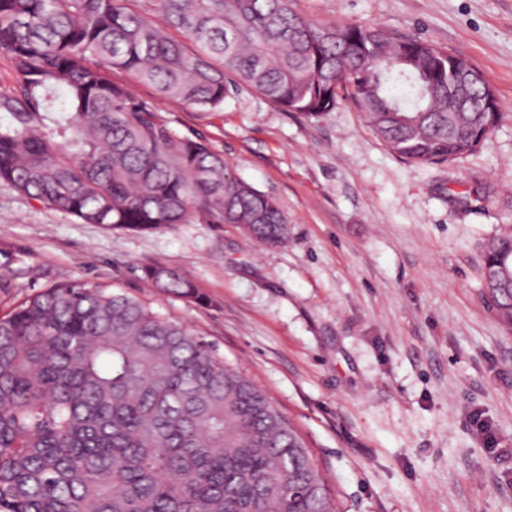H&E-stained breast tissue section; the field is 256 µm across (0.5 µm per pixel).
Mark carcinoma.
Masks as SVG:
<instances>
[{
  "instance_id": "obj_1",
  "label": "carcinoma",
  "mask_w": 512,
  "mask_h": 512,
  "mask_svg": "<svg viewBox=\"0 0 512 512\" xmlns=\"http://www.w3.org/2000/svg\"><path fill=\"white\" fill-rule=\"evenodd\" d=\"M0 0V184L82 224H234L288 238L277 201L112 80L220 111L243 87L308 118L350 100L417 165L477 152L502 117L465 62L378 25L304 19L292 0ZM177 29L189 51L169 35ZM145 276L202 302L163 263ZM484 279L512 330V231ZM0 512H336L304 441L211 345L106 284L63 282L0 316Z\"/></svg>"
}]
</instances>
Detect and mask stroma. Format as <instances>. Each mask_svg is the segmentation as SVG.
Masks as SVG:
<instances>
[{
    "label": "stroma",
    "mask_w": 512,
    "mask_h": 512,
    "mask_svg": "<svg viewBox=\"0 0 512 512\" xmlns=\"http://www.w3.org/2000/svg\"><path fill=\"white\" fill-rule=\"evenodd\" d=\"M326 25H381L463 55L503 117L452 164L394 156L347 101L315 118L245 89L208 112L130 82L158 115L273 196L288 241L232 224L151 232L82 224L0 185V312L59 281L109 284L210 343L271 398L311 449L339 512H512V330L483 278L512 225V0H293ZM162 262L207 302L143 275Z\"/></svg>",
    "instance_id": "1"
}]
</instances>
